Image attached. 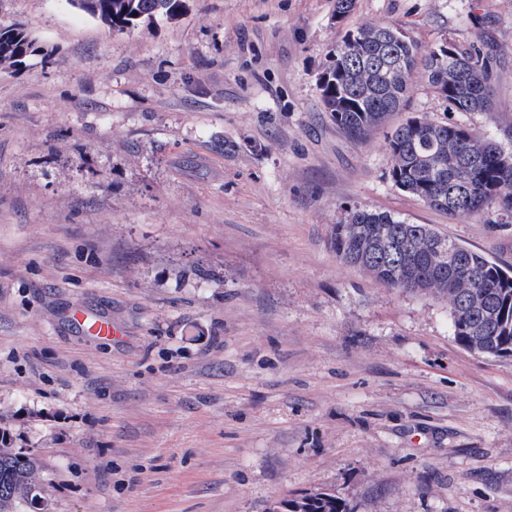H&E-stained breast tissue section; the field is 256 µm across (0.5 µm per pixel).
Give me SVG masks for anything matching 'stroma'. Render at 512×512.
Returning <instances> with one entry per match:
<instances>
[{"label":"stroma","mask_w":512,"mask_h":512,"mask_svg":"<svg viewBox=\"0 0 512 512\" xmlns=\"http://www.w3.org/2000/svg\"><path fill=\"white\" fill-rule=\"evenodd\" d=\"M186 0L117 33L69 0H0L35 40L0 72V428L49 512H512V356L454 338L447 301L340 262L350 209L512 268V217H451L390 176L317 76L347 30L487 53L494 104L411 117L512 142V0ZM211 272L202 280L200 269ZM75 306L118 337L85 335ZM287 512H351L335 493L319 492L288 499Z\"/></svg>","instance_id":"stroma-1"}]
</instances>
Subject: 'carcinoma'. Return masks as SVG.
Instances as JSON below:
<instances>
[{
	"instance_id": "cac0c4a2",
	"label": "carcinoma",
	"mask_w": 512,
	"mask_h": 512,
	"mask_svg": "<svg viewBox=\"0 0 512 512\" xmlns=\"http://www.w3.org/2000/svg\"><path fill=\"white\" fill-rule=\"evenodd\" d=\"M114 32L158 16L173 20L185 0H70ZM34 40L19 23L0 26V70L20 66ZM448 109L482 112L494 103L487 58L444 43L426 54L394 25L364 24L346 32L318 75L321 101L346 135L367 139L406 103L418 70ZM391 178L404 192L448 216H476L497 207L512 217V151L472 129L413 117L386 138ZM331 246L341 262L402 293L448 302L453 336L486 357L512 356V272L441 235L387 212L351 210ZM37 458L15 450L0 431V512L44 500ZM288 512H351L332 492L288 500Z\"/></svg>"
}]
</instances>
